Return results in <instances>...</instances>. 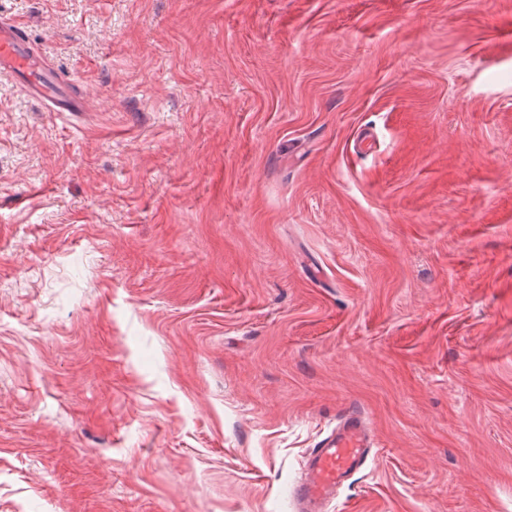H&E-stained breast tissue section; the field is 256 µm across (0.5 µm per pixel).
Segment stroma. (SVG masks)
I'll use <instances>...</instances> for the list:
<instances>
[{
    "label": "stroma",
    "mask_w": 512,
    "mask_h": 512,
    "mask_svg": "<svg viewBox=\"0 0 512 512\" xmlns=\"http://www.w3.org/2000/svg\"><path fill=\"white\" fill-rule=\"evenodd\" d=\"M0 14V512H512V0ZM0 75L31 99L52 112H87L89 101L74 94L68 82L53 69L42 66L31 53L24 26L14 19L0 18ZM374 444L360 409L346 407L336 426L309 453L302 478L293 488L296 510L325 511L336 492L366 466Z\"/></svg>",
    "instance_id": "obj_1"
}]
</instances>
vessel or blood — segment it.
Segmentation results:
<instances>
[{"instance_id": "1", "label": "vessel or blood", "mask_w": 512, "mask_h": 512, "mask_svg": "<svg viewBox=\"0 0 512 512\" xmlns=\"http://www.w3.org/2000/svg\"><path fill=\"white\" fill-rule=\"evenodd\" d=\"M0 75L53 112H86L89 101L74 94L57 72L33 56L24 26L0 18ZM375 444L372 430L357 406L346 407L335 427L312 448L301 480L293 489L297 512H324L327 502L363 469Z\"/></svg>"}]
</instances>
